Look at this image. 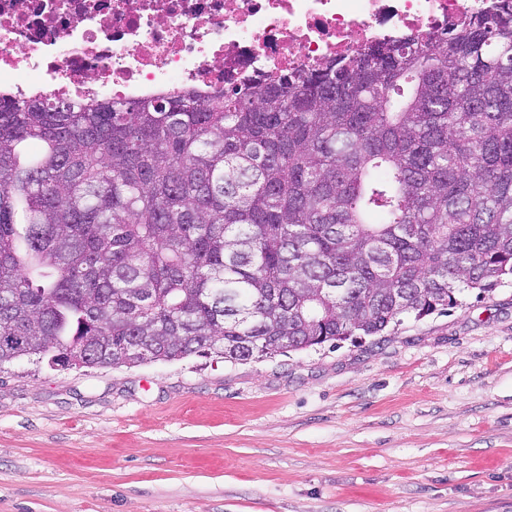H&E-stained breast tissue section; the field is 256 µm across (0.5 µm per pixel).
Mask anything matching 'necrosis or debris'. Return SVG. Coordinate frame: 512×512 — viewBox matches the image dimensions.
<instances>
[{"label":"necrosis or debris","instance_id":"4bbe7bcc","mask_svg":"<svg viewBox=\"0 0 512 512\" xmlns=\"http://www.w3.org/2000/svg\"><path fill=\"white\" fill-rule=\"evenodd\" d=\"M497 0H0V94L206 95L435 31Z\"/></svg>","mask_w":512,"mask_h":512}]
</instances>
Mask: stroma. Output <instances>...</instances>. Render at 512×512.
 I'll list each match as a JSON object with an SVG mask.
<instances>
[{
    "label": "stroma",
    "instance_id": "35a3bbf8",
    "mask_svg": "<svg viewBox=\"0 0 512 512\" xmlns=\"http://www.w3.org/2000/svg\"><path fill=\"white\" fill-rule=\"evenodd\" d=\"M229 363L0 368V512H512V285Z\"/></svg>",
    "mask_w": 512,
    "mask_h": 512
}]
</instances>
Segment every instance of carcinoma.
<instances>
[{
	"label": "carcinoma",
	"instance_id": "cac0c4a2",
	"mask_svg": "<svg viewBox=\"0 0 512 512\" xmlns=\"http://www.w3.org/2000/svg\"><path fill=\"white\" fill-rule=\"evenodd\" d=\"M512 279V9L207 97L0 98V368L273 358Z\"/></svg>",
	"mask_w": 512,
	"mask_h": 512
}]
</instances>
